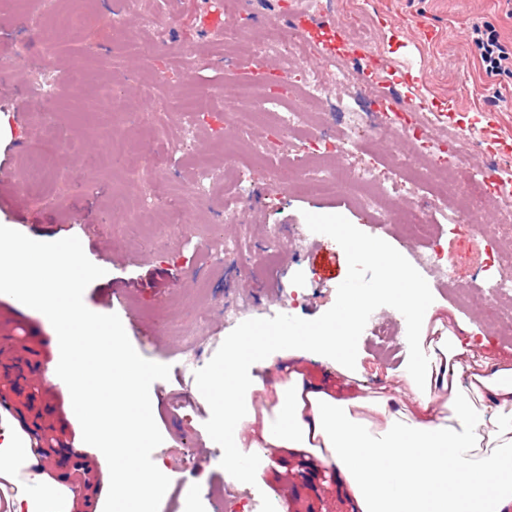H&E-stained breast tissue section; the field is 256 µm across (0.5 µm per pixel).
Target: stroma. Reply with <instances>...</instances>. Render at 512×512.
I'll return each mask as SVG.
<instances>
[{
    "label": "stroma",
    "instance_id": "obj_1",
    "mask_svg": "<svg viewBox=\"0 0 512 512\" xmlns=\"http://www.w3.org/2000/svg\"><path fill=\"white\" fill-rule=\"evenodd\" d=\"M224 0H160L153 11L164 35L126 16L143 45L128 55L121 39L110 38L114 9L110 0H68L84 23L57 36L51 52L43 35L52 28L50 12L32 17L17 0H0V66L15 73L0 84V123L11 137L0 140V223H10L22 238H66L81 248L89 269L76 294L82 307L102 323L129 327L126 348L156 369L143 396L155 401L154 436L138 449L147 470L163 469L171 487L157 512H182L187 485L198 482L196 512H281L289 497L291 512H343L334 485L312 463L285 460L267 470L265 482H234L245 502L230 508L216 492L228 482L224 472V434L219 403L207 389L224 368L229 342L243 334L271 336L286 328L303 330L337 316L346 298L345 283L372 285L381 271L356 263L338 249L340 231L361 242L379 241L396 253L426 290L441 321L461 325L484 344L483 351L512 359V333L487 311L490 288L512 282V269L486 265L504 243L490 233L460 231L449 217L455 194L433 199L431 184H405L402 171L388 162L415 155L432 157L437 144L467 138L472 154L449 157L493 188L512 192V78L487 75L471 40L474 24H490L512 45V17L506 0H329L313 7L322 32L331 38L336 59L367 94L335 85L331 98L309 106L310 117L291 153L255 159L251 144L272 137L274 118L259 97L225 109L220 89L241 73L245 56L225 50L217 28ZM293 0H250L238 24L244 45L255 44L265 20L290 24ZM385 66L372 71L371 57ZM85 63L99 78L86 89L72 87L67 73ZM61 90L46 103L41 88ZM208 92L212 112L198 118V132L185 135L173 107L178 94ZM394 105L402 112L432 114L423 140L395 146L370 128L356 132L352 152L327 154L318 146L323 133L343 135L345 112H367ZM51 121L60 147L38 152L44 121ZM139 140L138 151L110 155L111 143ZM97 157L89 165V157ZM163 157L160 172L175 200L178 218L157 200L151 181H135L130 170ZM237 165V184H224L222 162ZM320 161L335 186L311 196L293 191L309 161ZM376 169L378 181H400L396 200L379 208L363 206L351 186L354 164ZM211 169L207 187L196 188L199 167ZM121 197L123 207L112 205ZM420 214L438 225L437 243L448 259L451 280L419 267L415 243L405 234L403 217ZM123 289V306H112L114 289ZM388 328L378 337L374 321ZM412 332L392 297L375 294L363 315L348 328L349 354L373 390L407 399L402 379L409 359L404 338ZM45 330L36 314L19 311L0 297V394H8L20 414L43 430L45 441L62 450L63 464L109 467L94 448L68 455L83 442L61 390L41 388L40 368L54 353L42 342ZM193 353H186V344Z\"/></svg>",
    "mask_w": 512,
    "mask_h": 512
}]
</instances>
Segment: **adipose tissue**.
<instances>
[{
	"instance_id": "ef3b65f1",
	"label": "adipose tissue",
	"mask_w": 512,
	"mask_h": 512,
	"mask_svg": "<svg viewBox=\"0 0 512 512\" xmlns=\"http://www.w3.org/2000/svg\"><path fill=\"white\" fill-rule=\"evenodd\" d=\"M348 252L375 263L382 287L413 322L433 316L424 290L398 258L378 244L345 240ZM76 244L56 238L18 239L0 225V296L35 312L52 343L70 342L67 363L47 366L48 379L63 384L75 416L110 470L63 473L48 465L40 437L25 421L0 406V512H156L167 492L163 472L145 474L136 451L153 434L155 408L141 397L153 374L126 348V328L101 324L76 301L85 274ZM373 295L350 293L339 321L273 336L284 365L275 368L274 395L268 409L252 405L263 383L255 366L272 367L267 343L250 333L233 342L224 360L220 425L232 453L224 471L242 482L262 480L284 456L314 457L351 512H512V361L485 355L469 365L476 341L448 330L429 339L407 336L411 362L403 375L409 400L391 408L388 397L371 391L363 375L350 368L348 342L337 323L351 324ZM112 351L111 421L91 388L88 356ZM311 358L328 363L343 377L345 389L306 381L297 368ZM249 467H241L240 456ZM402 474L392 489L387 467Z\"/></svg>"
}]
</instances>
